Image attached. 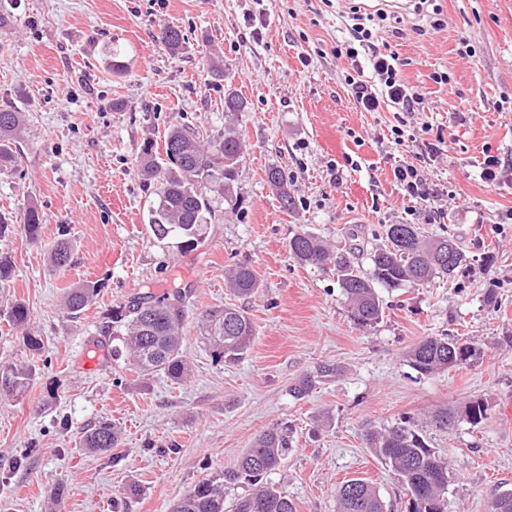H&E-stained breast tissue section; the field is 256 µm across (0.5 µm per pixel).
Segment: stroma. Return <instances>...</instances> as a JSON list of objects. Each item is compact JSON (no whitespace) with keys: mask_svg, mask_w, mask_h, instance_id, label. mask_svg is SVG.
Wrapping results in <instances>:
<instances>
[{"mask_svg":"<svg viewBox=\"0 0 512 512\" xmlns=\"http://www.w3.org/2000/svg\"><path fill=\"white\" fill-rule=\"evenodd\" d=\"M357 0H0V108L26 114L14 167L0 171V215L13 232L0 255L13 265L0 282V363H35L19 396L0 397V512H170L199 481L234 468L265 428H292L293 450L270 480L297 512H336V489L372 482L388 512L408 496L367 447L368 429L410 417L448 464V512H490V492L512 489V188L476 177L485 151L512 169V0H437L441 27L426 15L391 13L375 25L380 52H394L404 79L423 99L412 124L441 128L445 151L426 166L439 196L414 207L393 175L409 147L391 143L392 113L359 111L345 83L344 40ZM172 26L178 52L156 42ZM469 42L474 56L459 55ZM124 72H113L112 54ZM309 55L302 64L301 55ZM224 70L215 78L213 65ZM444 72L438 84L433 73ZM247 108L224 114V92ZM468 113L458 122L457 113ZM173 124L205 139L234 125L245 145L241 202H217L206 242L184 252L147 226L155 200L136 172L145 140L162 142ZM289 178L292 210L266 182L269 166ZM42 217L38 240L20 228L28 206ZM387 224H415L448 235L466 261L451 279L382 288L384 315L357 325L335 274L300 265L288 252L299 229L339 250L380 244ZM73 245L57 271L47 253ZM250 265L258 290L237 297L224 271ZM99 283L89 307L70 317L65 289ZM188 288L182 335L186 380L141 376L94 350L113 310L144 292ZM30 308L27 328L6 319L11 301ZM244 309L255 338L242 359L218 362L202 341L203 312ZM41 340L30 351L25 335ZM427 336H457L478 346V360L423 375L409 363ZM332 364L340 373L319 377ZM315 379L295 399L299 378ZM483 399L487 417L462 412ZM455 409L450 431L428 423ZM327 414L329 428L314 432ZM118 426L116 447L91 453L81 436L95 422ZM140 488L125 494L128 485Z\"/></svg>","mask_w":512,"mask_h":512,"instance_id":"1","label":"stroma"}]
</instances>
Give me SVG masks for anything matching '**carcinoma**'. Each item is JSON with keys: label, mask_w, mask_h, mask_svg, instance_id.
Returning a JSON list of instances; mask_svg holds the SVG:
<instances>
[{"label": "carcinoma", "mask_w": 512, "mask_h": 512, "mask_svg": "<svg viewBox=\"0 0 512 512\" xmlns=\"http://www.w3.org/2000/svg\"><path fill=\"white\" fill-rule=\"evenodd\" d=\"M156 40L169 51H177L184 40L180 30L164 27ZM246 104L235 91L224 94V114L233 117ZM25 113L14 108H0V168L15 159L18 142L25 126ZM165 157L158 156L155 144L147 141L139 151L137 171L146 183L156 185V201L148 210V226L153 236L163 241L174 237L177 247L192 251L206 241L208 221L214 215L215 192L227 203L238 200V177L243 162V143L230 130L220 141L204 144L200 133L173 125L164 138ZM267 183L276 191L283 208L293 206L288 181L282 170L271 166ZM41 216L30 206L24 214L22 230L31 240L39 238ZM289 254L301 265L325 270L333 266L339 288L346 299L353 320L372 326L383 316L377 287L398 288L406 284L422 285L437 278L457 274L466 261L452 238L427 239L415 224H388L384 243L367 253L369 269L360 267L353 257L333 252L315 233L302 229L288 240ZM71 256L69 241L62 238L52 247L49 263L56 270L67 266ZM225 287L240 296L259 288L254 269L238 264L227 269ZM98 285L82 283L67 290L64 309L78 315L93 300ZM191 289L179 288L156 297L150 293L135 296L105 326V345L112 360H129L141 373H163L173 381L189 374L182 350V328L186 301ZM8 321L24 327L30 321L29 306L21 299L11 302ZM205 344L217 360L235 362L251 346L255 333L247 314L232 306L212 309L204 316ZM481 356L474 344L453 337H428L409 351L411 366L423 375L460 368ZM36 376L33 363L0 368L4 392L25 390ZM464 416L473 425L487 416V406L480 398L471 400ZM118 442V431L108 422H100L82 436V447L105 451ZM368 448L390 465L398 480L410 493L409 512H446L448 507V467L429 448L416 426L406 419L391 427L367 432ZM293 436L288 428L272 427L259 433L235 468L222 472L217 480L196 484L172 512H226L224 487L247 483L253 491L238 499L232 512H296L292 500L267 480L288 457ZM338 512H385V504L376 488L361 478L341 483L337 490ZM492 512H512V490L491 493Z\"/></svg>", "instance_id": "cac0c4a2"}]
</instances>
